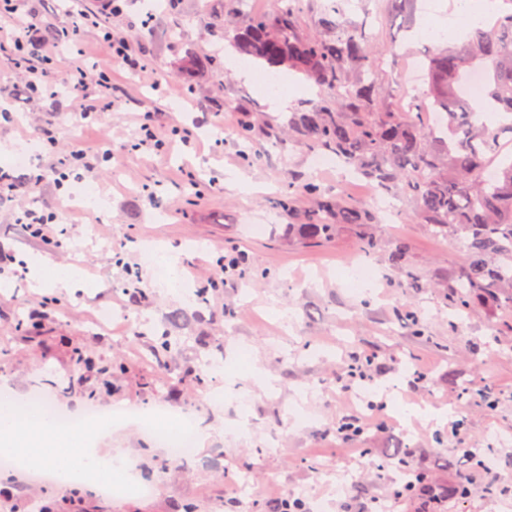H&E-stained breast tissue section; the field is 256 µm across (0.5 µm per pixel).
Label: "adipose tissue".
<instances>
[{
    "label": "adipose tissue",
    "mask_w": 512,
    "mask_h": 512,
    "mask_svg": "<svg viewBox=\"0 0 512 512\" xmlns=\"http://www.w3.org/2000/svg\"><path fill=\"white\" fill-rule=\"evenodd\" d=\"M74 437L60 433L45 417H18L13 402L0 401V454L53 465L52 449L76 446Z\"/></svg>",
    "instance_id": "ef3b65f1"
}]
</instances>
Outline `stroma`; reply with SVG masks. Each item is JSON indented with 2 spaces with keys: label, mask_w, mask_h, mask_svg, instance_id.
<instances>
[{
  "label": "stroma",
  "mask_w": 512,
  "mask_h": 512,
  "mask_svg": "<svg viewBox=\"0 0 512 512\" xmlns=\"http://www.w3.org/2000/svg\"><path fill=\"white\" fill-rule=\"evenodd\" d=\"M76 3L66 11L58 0H29L27 8L37 29L77 33L71 45L41 42L54 76L77 66L111 71V87L93 89L110 103L96 122L78 118L67 92L33 98L9 48L0 47V107L13 114L0 119V168L9 167L17 145L29 143L37 155L28 172L39 178L28 188L0 192V252L12 256L15 269L0 278V399L18 402L35 391L77 413L84 401L62 392L80 381L103 405L138 407L160 399L175 414L190 411L205 436L200 463L171 462L152 495L99 496L91 512H175L184 501L198 512H229L219 479L224 472L233 481L248 480L268 504L277 493L294 491L306 501H324L327 512H371V501L388 500L393 475L381 464L398 448L409 450L411 464L435 486L470 477L472 495L448 496L443 512H512V485L464 460L465 449L474 448L479 458L494 455L499 471L512 472V311L476 300L456 316L438 284L459 274L462 250L411 221L409 203L399 201L394 222L376 229L380 248L367 257L380 279L356 291L350 270L365 258L356 235L345 229L329 241L288 242L279 196L290 183L312 179L326 194L363 207L369 186L351 183L340 167L315 170L302 148L263 136L251 145L254 161H244L237 124L242 113L269 111L268 87L222 62L200 85L172 74L186 49L227 47L217 18L230 0H179L175 10L152 12L147 0H127L119 15L105 10V0ZM334 4L378 48V88L387 103L401 108L426 92L422 76L410 71L435 41L418 38L389 0H309L303 28L318 33L321 9ZM84 12L124 36L143 69L131 74L114 64L98 30L83 25ZM224 99L232 109L219 108ZM146 112L162 127V149L133 148ZM107 143L111 161L90 171L69 166L73 150L93 155ZM62 171L69 180L59 190L54 181ZM237 172L250 178L255 192L231 183ZM77 183L92 189L87 203H71ZM23 205L54 211L59 244L28 237L15 221ZM397 239L410 245L403 267L388 261ZM146 245L175 254L176 273L156 278L141 254ZM226 249L246 255L244 275L210 293L203 308L191 307L194 289ZM53 264L77 270L83 287H53L46 277ZM135 289L147 293L149 303L135 306ZM46 298L52 313L30 329L29 314ZM405 308L418 313L423 335L400 319ZM175 309L186 319L167 326ZM129 315L139 317L138 331L125 327ZM163 327L181 349L160 363L148 334ZM78 349L112 361L109 383L75 361ZM357 356L367 360L368 378L360 386L349 381ZM197 367L207 372L201 387L187 375ZM145 375L154 378V390L143 388ZM489 385L498 392L491 412L471 402ZM221 391L225 403L212 402ZM347 417L365 423L362 438L337 434L338 421ZM96 446L125 455L135 480L160 452L136 420L113 425ZM41 492V484L14 475L0 485V512H31Z\"/></svg>",
  "instance_id": "35a3bbf8"
}]
</instances>
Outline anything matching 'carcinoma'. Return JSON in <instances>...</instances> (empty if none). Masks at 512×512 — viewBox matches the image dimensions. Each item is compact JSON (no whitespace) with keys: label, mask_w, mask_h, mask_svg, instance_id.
<instances>
[{"label":"carcinoma","mask_w":512,"mask_h":512,"mask_svg":"<svg viewBox=\"0 0 512 512\" xmlns=\"http://www.w3.org/2000/svg\"><path fill=\"white\" fill-rule=\"evenodd\" d=\"M236 4L224 35L237 52L336 91L334 100L310 102L289 114L294 141L310 153L336 157L380 190L406 198L415 222L459 244L466 262L448 283L457 308H466L474 295L495 307H512V152H503L500 141L503 133L512 134V0H505L492 22L470 28L461 45L426 56L430 89L405 111L381 99L369 36L340 22L338 7L325 12L320 33L309 34L301 25L302 0H272L263 15L248 11L245 0ZM215 65L213 56L190 50L175 62V71L194 82ZM475 69L485 73L483 101L504 120L495 129L477 123L461 96L466 76ZM431 109L444 115L441 135L429 127ZM258 132L276 138L280 128L246 120L238 136L249 142ZM302 198L314 205L301 208ZM279 205L293 220L285 225L290 241L330 239L347 227L358 235L363 253L378 248L372 231L378 213L327 196L314 181L289 187ZM154 338L161 362L179 347L165 329ZM384 468L399 473L398 489H423L405 454L388 458Z\"/></svg>","instance_id":"cac0c4a2"}]
</instances>
